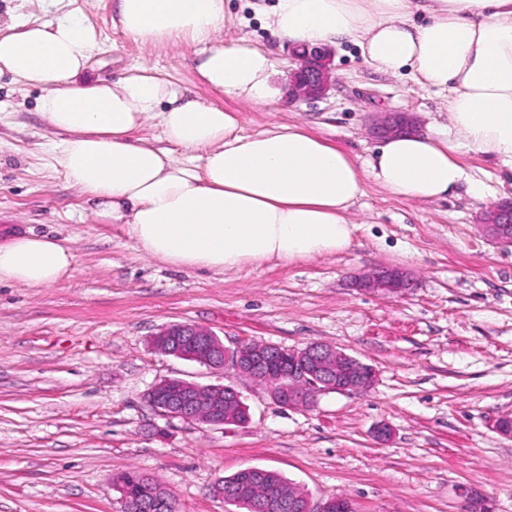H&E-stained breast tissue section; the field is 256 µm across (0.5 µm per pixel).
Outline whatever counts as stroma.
<instances>
[{
  "mask_svg": "<svg viewBox=\"0 0 512 512\" xmlns=\"http://www.w3.org/2000/svg\"><path fill=\"white\" fill-rule=\"evenodd\" d=\"M112 4L0 0V25L76 16L98 41L87 78L114 81L148 64L181 92L237 112L247 133L298 124L365 159L380 141L370 127L381 113L409 112L423 128L446 130L438 89L377 71L348 41L335 48L328 94L289 104L294 63L268 29L275 0H232L218 34L272 51L280 94L264 106L207 86L199 45L126 38ZM41 95L0 77V240L48 235L75 264L50 288L0 285V512H119L113 478L128 469L170 490L177 512H237L212 487L250 466L315 501L347 496L359 512H462L472 487L494 512H512V438L493 428L512 415V247L482 236V203L464 193L400 197L370 182L351 209L358 229L344 252L225 272L183 268L90 213L57 164L60 137L39 113ZM457 158L497 201L512 200L490 156L463 148ZM381 267L407 270L414 288L390 298L352 288L354 276ZM177 323L207 328L229 347L329 344L372 365L377 381L363 393L322 395L311 409L282 408L233 371L155 351L152 337ZM168 378L234 386L250 422L208 427L158 415L145 395ZM379 424L391 428L389 441H376Z\"/></svg>",
  "mask_w": 512,
  "mask_h": 512,
  "instance_id": "35a3bbf8",
  "label": "stroma"
}]
</instances>
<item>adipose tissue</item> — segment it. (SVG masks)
<instances>
[{
	"instance_id": "obj_1",
	"label": "adipose tissue",
	"mask_w": 512,
	"mask_h": 512,
	"mask_svg": "<svg viewBox=\"0 0 512 512\" xmlns=\"http://www.w3.org/2000/svg\"><path fill=\"white\" fill-rule=\"evenodd\" d=\"M230 4L115 0L114 10L133 40L202 45L197 69L209 86L268 104L269 53L215 41ZM268 27L291 44L350 41L376 70L445 92L446 134L389 137L365 162L299 126L246 134L235 112L186 97L147 65L115 82L85 79L96 35L70 15L15 18L0 34V75L42 88L41 114L62 136L57 161L91 213L127 225L142 250L177 266L224 271L344 251L357 229L349 211L369 182L402 197L463 190L488 201L457 159L462 147L495 158L512 179V0H277ZM153 116L186 161L133 141ZM73 263L56 240L17 235L0 245V283L50 287Z\"/></svg>"
}]
</instances>
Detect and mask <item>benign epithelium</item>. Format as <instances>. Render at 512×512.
Here are the masks:
<instances>
[{"label":"benign epithelium","instance_id":"benign-epithelium-1","mask_svg":"<svg viewBox=\"0 0 512 512\" xmlns=\"http://www.w3.org/2000/svg\"><path fill=\"white\" fill-rule=\"evenodd\" d=\"M288 50L296 64L290 73L288 102L299 103L327 95L335 83L334 49L291 44ZM414 127L415 120L410 114L398 112L388 115L375 127V133L390 136ZM478 226L491 242L512 246V201L483 210L478 216ZM353 286L378 296H401L411 288V278L399 268H385L356 278ZM151 344L166 355L198 363L212 371L230 368L256 383L274 376L281 381V387L277 392L270 391V398L275 404L288 408H312L317 397L324 393L364 392L376 380L371 365L322 343H310L299 349L256 342L227 347L207 329L192 324H174L153 336ZM272 357L287 367L271 373L265 364ZM147 399L163 417H175L191 424L203 422L212 427L232 422L224 412L244 408L240 392L232 386H203L182 379H166L155 384ZM288 504L296 512H358L350 499L330 497L314 504L301 490L288 497ZM465 506L468 512H493L490 500L475 490L465 495Z\"/></svg>","mask_w":512,"mask_h":512}]
</instances>
